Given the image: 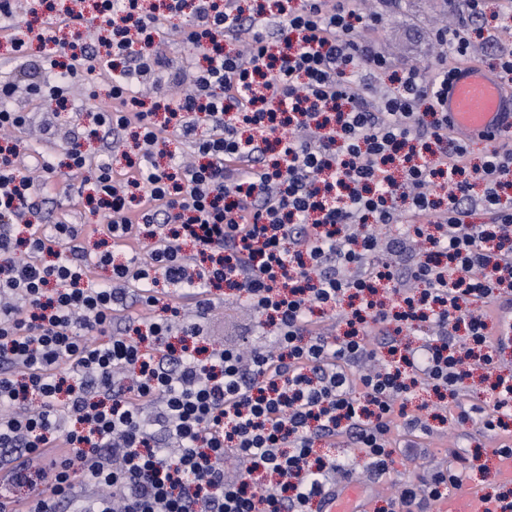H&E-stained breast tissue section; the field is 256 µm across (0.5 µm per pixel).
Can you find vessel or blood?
I'll return each mask as SVG.
<instances>
[{
    "instance_id": "vessel-or-blood-1",
    "label": "vessel or blood",
    "mask_w": 512,
    "mask_h": 512,
    "mask_svg": "<svg viewBox=\"0 0 512 512\" xmlns=\"http://www.w3.org/2000/svg\"><path fill=\"white\" fill-rule=\"evenodd\" d=\"M448 119L474 141L491 144L512 130V87L490 70L463 64L454 73L448 88ZM449 512H499L486 502L479 486L462 479L448 506ZM322 512H371L367 489L340 485L330 489Z\"/></svg>"
}]
</instances>
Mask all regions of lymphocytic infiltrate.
<instances>
[{
    "label": "lymphocytic infiltrate",
    "mask_w": 512,
    "mask_h": 512,
    "mask_svg": "<svg viewBox=\"0 0 512 512\" xmlns=\"http://www.w3.org/2000/svg\"><path fill=\"white\" fill-rule=\"evenodd\" d=\"M376 2L27 0L43 22L7 34L17 66L0 80V512H308L333 474L380 481L397 448L422 446L418 388L512 455V374L488 406L463 404L505 342L486 317L512 304V149L472 163L446 109L486 0H448L459 25L438 30L430 66L355 38L400 4ZM171 22L183 65L159 50ZM36 42L54 47V82L27 80ZM363 75L387 83L379 108ZM79 80L110 103L65 127ZM24 82L41 116L16 106ZM100 133L112 160L82 149ZM65 175L106 221L100 249L89 225L39 223L40 187ZM162 284L196 297L193 321ZM221 287L270 344L205 341ZM406 330L418 345H399ZM342 438L364 467L315 456ZM478 461L399 481L389 512H429ZM25 485L29 505L10 493Z\"/></svg>",
    "instance_id": "1"
}]
</instances>
